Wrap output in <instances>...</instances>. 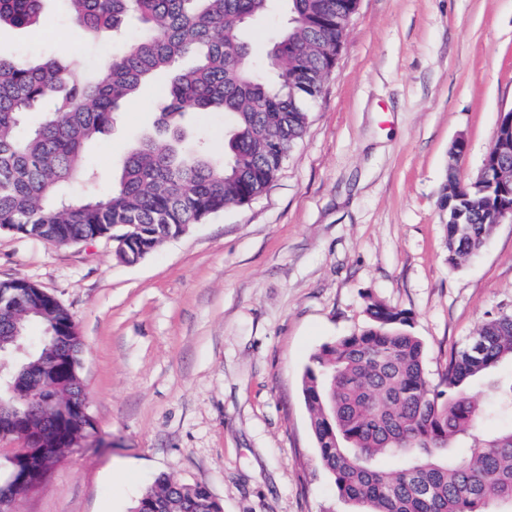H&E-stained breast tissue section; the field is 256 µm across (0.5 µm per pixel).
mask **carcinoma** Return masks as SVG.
Masks as SVG:
<instances>
[{"mask_svg":"<svg viewBox=\"0 0 512 512\" xmlns=\"http://www.w3.org/2000/svg\"><path fill=\"white\" fill-rule=\"evenodd\" d=\"M44 0H0V25L37 23ZM72 24L88 32L121 30L138 21L147 33L130 42L104 72L91 78L48 57L37 62L0 57V229L65 244L96 235L131 234L130 249L150 253L183 224H200L230 206L263 193L282 159L304 136L309 102L335 65L346 32L343 18L358 0H281L288 25L266 55L261 77L244 28L274 7L273 0H65ZM161 71L172 73L153 133L129 152L119 184L90 190L81 199L66 193L84 170L85 148L112 130L116 116L140 87ZM49 102L36 126L22 129L23 116ZM188 112H224L233 128L224 159L202 148L181 147ZM512 149V112L500 115L485 162L493 166L502 145ZM512 205V182L494 186L465 182L448 167L440 207L448 212L449 259L478 254L496 225L495 214ZM12 300L0 304V355L10 357L15 337L27 354L14 373L33 395L52 403L41 415L0 383V414L16 418L13 438L48 435V447L73 441L93 423L65 417L75 396H86L81 378L82 341L73 334L57 344L49 328H68L71 313L39 296L21 279L0 284ZM367 327L322 345L303 375L310 427L323 468L337 494L356 512H505L512 509V428L483 432L486 408L468 385L512 361V309L482 323L469 342L451 354L437 384L426 376L424 346L406 326L407 312L373 301ZM37 323L42 335L28 334ZM472 440L468 454L453 444ZM398 456L401 466L384 469ZM222 512L207 487L159 476L131 512Z\"/></svg>","mask_w":512,"mask_h":512,"instance_id":"cac0c4a2","label":"carcinoma"}]
</instances>
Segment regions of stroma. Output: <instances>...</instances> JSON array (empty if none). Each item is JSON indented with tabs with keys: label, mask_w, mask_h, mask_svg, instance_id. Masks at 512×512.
Here are the masks:
<instances>
[{
	"label": "stroma",
	"mask_w": 512,
	"mask_h": 512,
	"mask_svg": "<svg viewBox=\"0 0 512 512\" xmlns=\"http://www.w3.org/2000/svg\"><path fill=\"white\" fill-rule=\"evenodd\" d=\"M73 27L58 0L37 26L0 27V56L58 54ZM138 34H82L63 64L99 70ZM168 76L144 85L91 142L111 189L158 119ZM512 109V0H359L305 136L276 178L163 241L135 264L112 238L53 244L0 230V281L24 279L72 314L90 436L66 449L17 512H129L161 475L202 484L223 512H353L320 465L302 392L324 344L365 328L369 302L408 312L439 382L451 352L512 308V223L448 261L440 208L459 137L473 179ZM232 122L187 115L221 158Z\"/></svg>",
	"instance_id": "1"
}]
</instances>
